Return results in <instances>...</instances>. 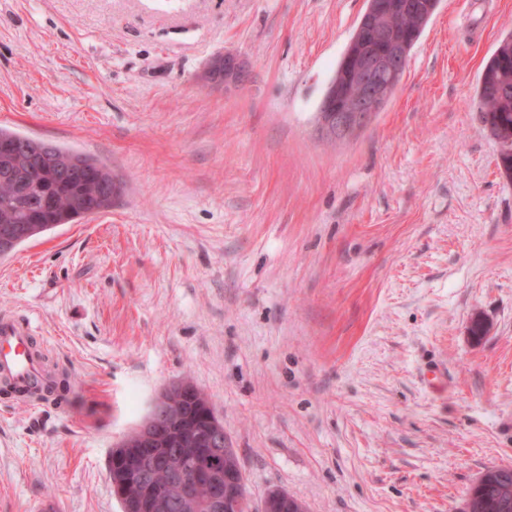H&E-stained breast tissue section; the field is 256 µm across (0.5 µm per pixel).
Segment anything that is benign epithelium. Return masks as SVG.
Here are the masks:
<instances>
[{"label":"benign epithelium","instance_id":"obj_1","mask_svg":"<svg viewBox=\"0 0 512 512\" xmlns=\"http://www.w3.org/2000/svg\"><path fill=\"white\" fill-rule=\"evenodd\" d=\"M425 0H367L356 30L343 54L347 75L329 81L320 105L319 133L324 138L344 141L353 137L375 113L392 98L389 90L406 70L411 37L407 31L385 29L377 19L391 12L413 15L416 20L427 18ZM224 68L222 84L241 86L247 79L242 59L234 53H224L211 60L202 80L212 83L210 75L217 67ZM190 391V383H176L150 404L148 414L137 428L138 447L119 445L112 450V468L134 473L137 491H128L125 482L112 484V492L120 502L122 512H169L173 507L167 487L155 481V473H167L169 484L185 496L201 487L207 490L210 512H245L248 497L241 473L226 474L218 469L201 467L186 460L178 443L182 436L176 426L182 418L181 405L171 396ZM190 440L196 453L205 457H222L229 448L224 427L209 420L204 428L193 431ZM297 504L287 497L267 500L262 512H295Z\"/></svg>","mask_w":512,"mask_h":512}]
</instances>
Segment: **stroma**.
<instances>
[{"label": "stroma", "instance_id": "obj_1", "mask_svg": "<svg viewBox=\"0 0 512 512\" xmlns=\"http://www.w3.org/2000/svg\"><path fill=\"white\" fill-rule=\"evenodd\" d=\"M365 7L0 0V128L120 187L0 258V312L74 385L60 407L0 395V512H121L109 456L182 380L255 506L459 512L512 466V180L476 98L512 0H441L384 110L327 142ZM227 52L246 85L204 83Z\"/></svg>", "mask_w": 512, "mask_h": 512}]
</instances>
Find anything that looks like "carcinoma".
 <instances>
[{
    "label": "carcinoma",
    "instance_id": "obj_1",
    "mask_svg": "<svg viewBox=\"0 0 512 512\" xmlns=\"http://www.w3.org/2000/svg\"><path fill=\"white\" fill-rule=\"evenodd\" d=\"M478 97L484 130L500 145V162L506 177L512 179V36L504 38L484 66ZM45 156L31 155L17 147L9 155L0 154V232L8 227L31 229L30 237L57 224H70L82 217L78 200H94L112 188V174L93 159L78 155L79 165L52 172L46 158L66 148L44 144ZM186 411L195 418L214 413L208 397L198 391L186 402ZM173 512H206V490L201 488L190 499L171 491ZM469 512H512V467L496 468L488 484L469 493Z\"/></svg>",
    "mask_w": 512,
    "mask_h": 512
}]
</instances>
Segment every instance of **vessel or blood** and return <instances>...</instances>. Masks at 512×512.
<instances>
[{"instance_id":"1","label":"vessel or blood","mask_w":512,"mask_h":512,"mask_svg":"<svg viewBox=\"0 0 512 512\" xmlns=\"http://www.w3.org/2000/svg\"><path fill=\"white\" fill-rule=\"evenodd\" d=\"M33 346L31 321L0 314V380L6 381L20 398L50 383Z\"/></svg>"}]
</instances>
